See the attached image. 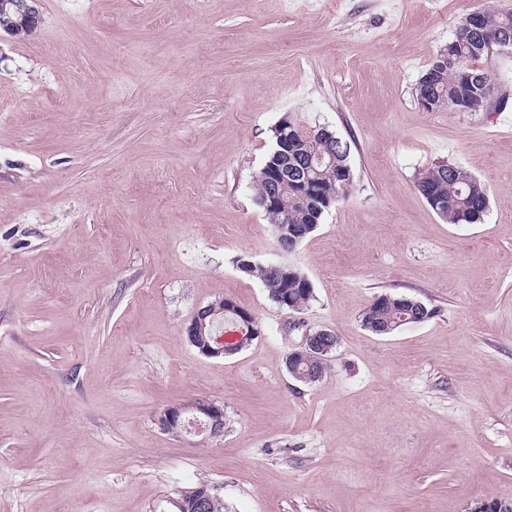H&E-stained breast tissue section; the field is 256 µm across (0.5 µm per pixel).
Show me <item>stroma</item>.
<instances>
[{
  "label": "stroma",
  "instance_id": "1",
  "mask_svg": "<svg viewBox=\"0 0 512 512\" xmlns=\"http://www.w3.org/2000/svg\"><path fill=\"white\" fill-rule=\"evenodd\" d=\"M512 0H39L0 38V512H467L512 500V104L422 111L421 74L468 13ZM351 146L354 181L289 255V314L238 258L277 260L256 177L282 119ZM484 184L481 223L416 188ZM437 310L387 336L380 294ZM220 298L260 336L208 358L185 329ZM338 344L322 380L285 361ZM198 398L224 434L157 417ZM10 2L16 20L11 21L10 25L6 24L3 26V32L9 35L14 39H19L21 34L26 30L23 34V38L25 39L31 36L38 28L34 27L40 21V13L38 8L36 7L37 0H11ZM33 26V27H31ZM416 187L436 214L450 224L480 223L489 207L484 185L461 166L435 164L419 175ZM482 198L485 206L480 210ZM338 339L332 331L321 329L314 332H306L303 336L301 345L288 353V356L297 362L301 363L308 359H314L317 362H322L326 359L324 364L318 369L317 378L311 381H298L304 384H312L319 381L326 373L328 364L327 359L333 352Z\"/></svg>",
  "mask_w": 512,
  "mask_h": 512
}]
</instances>
